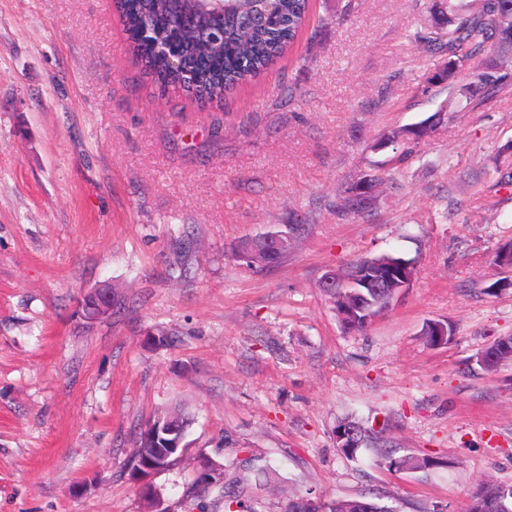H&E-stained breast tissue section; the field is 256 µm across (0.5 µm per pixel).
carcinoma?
I'll return each mask as SVG.
<instances>
[{
  "label": "carcinoma",
  "mask_w": 512,
  "mask_h": 512,
  "mask_svg": "<svg viewBox=\"0 0 512 512\" xmlns=\"http://www.w3.org/2000/svg\"><path fill=\"white\" fill-rule=\"evenodd\" d=\"M253 0H237L234 12L219 19L202 0H113V7L127 35V52L145 62L149 75L161 92L178 89L188 97L219 103L224 92L265 73L293 45L309 13V0H279L278 11L266 21L244 27L237 15L251 11ZM430 17V28L415 35L414 41L426 61L427 84L453 81L454 71H472L473 80L459 89L460 99L472 102L490 90L512 85V0H474L456 4L454 0H423ZM185 61L180 70L170 69L167 55ZM428 118L409 127L394 130L378 145L395 146L393 161L402 163L411 157L417 145L434 129ZM386 177L366 173L349 182L341 195L345 213L361 214L374 208L378 187ZM247 267L254 264L248 254L263 256L264 266L278 263L283 255L264 256L263 241L257 236L234 248ZM373 256H362L348 264L340 277L355 282L371 270ZM342 327L348 331L366 329L365 317L378 313L390 304L385 288H346L338 295L328 293ZM512 362V335L497 338L479 366L488 373ZM181 460V451L157 457L150 441L141 430L128 464L142 468L152 464L168 469ZM378 463L388 470L430 468L436 461L414 454L396 455V450L380 446ZM192 512H256L243 499V491L222 478L197 474L189 492ZM366 504V512H386V506L365 496L357 499ZM353 498H328L323 512H354ZM496 503V512H512V484L494 480L481 481L470 495L468 512H483L478 505Z\"/></svg>",
  "instance_id": "carcinoma-1"
}]
</instances>
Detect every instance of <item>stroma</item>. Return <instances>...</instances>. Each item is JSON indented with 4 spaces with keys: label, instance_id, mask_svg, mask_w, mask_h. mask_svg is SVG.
<instances>
[{
    "label": "stroma",
    "instance_id": "stroma-1",
    "mask_svg": "<svg viewBox=\"0 0 512 512\" xmlns=\"http://www.w3.org/2000/svg\"><path fill=\"white\" fill-rule=\"evenodd\" d=\"M428 26L419 0H312L273 70L204 106L161 95L112 0H0V512H146L126 462L138 427L177 407L195 421L151 478L167 512H188L203 457L229 479L250 457L259 512L308 491L466 512L480 481L512 483V362L476 363L512 334V288L484 291L512 239L496 174L512 86L468 108V72L427 85L412 36ZM433 115L401 166L376 149ZM378 166L375 209L340 213ZM292 223L306 231L279 264L235 255ZM387 252L414 260L412 285L345 330L321 278ZM112 287L124 311L89 319L87 294ZM438 320L444 347L423 336ZM347 418L436 466L344 455Z\"/></svg>",
    "mask_w": 512,
    "mask_h": 512
}]
</instances>
